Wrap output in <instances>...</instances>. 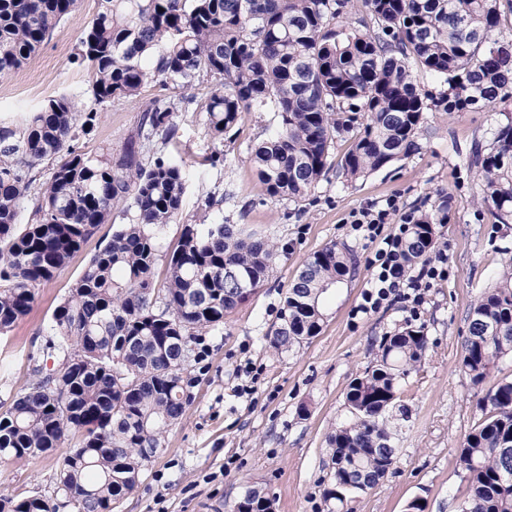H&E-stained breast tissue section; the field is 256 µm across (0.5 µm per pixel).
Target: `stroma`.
Wrapping results in <instances>:
<instances>
[{
    "label": "stroma",
    "mask_w": 512,
    "mask_h": 512,
    "mask_svg": "<svg viewBox=\"0 0 512 512\" xmlns=\"http://www.w3.org/2000/svg\"><path fill=\"white\" fill-rule=\"evenodd\" d=\"M98 10V0H82L48 42L9 78L0 81V123L22 126L51 96L68 94L91 102L90 73L72 61L80 36ZM211 79L186 102L179 90L146 85L138 98L98 105L93 132L83 138L85 152L120 155L141 112L166 94L179 131L176 139H154L152 151L195 160L209 152L211 135L201 107ZM271 113L252 112L224 140V163L193 173L183 215L201 224H251L290 249L269 281L240 304L224 322V333L208 337L203 373L192 374L191 405L166 433L164 447L148 464L139 488L115 512H228L246 487L264 488L274 512H327V440L349 416L345 389L370 367L384 337L405 321L424 326L428 349L409 377L403 399L411 418L402 430L395 465L380 484L349 499L348 512H404L421 498L425 512H461L469 481L458 450L481 419L479 402L490 387L512 379V359L500 360L485 383L476 385L460 369L471 305L496 278L512 267V224L495 223L481 201V176L469 166L475 140L489 141V130L512 120V103L496 111L431 112L423 149L386 170L352 183L329 173L299 202L262 196L245 157L262 141ZM452 198L447 223L437 225L436 250L448 254L447 278L434 282L410 314L405 303L383 304L367 316H354L367 286L371 244L353 231L349 213L397 198L402 211L435 206L441 194ZM212 207H205L206 197ZM112 237L99 225L52 280L36 290L31 311L0 337V379L10 402L32 380L43 360L52 315L90 259ZM349 248L352 263L330 298L320 334L290 351H270L265 333L276 321L283 293L305 261L325 245ZM255 369L257 380L247 371ZM254 392L239 396L238 387ZM56 468L50 455L0 461V494L46 492Z\"/></svg>",
    "instance_id": "1"
}]
</instances>
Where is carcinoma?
<instances>
[{
	"label": "carcinoma",
	"instance_id": "1",
	"mask_svg": "<svg viewBox=\"0 0 512 512\" xmlns=\"http://www.w3.org/2000/svg\"><path fill=\"white\" fill-rule=\"evenodd\" d=\"M79 0H0V78L38 51ZM74 59L92 73L93 100L134 99L145 85L194 89L215 80L204 121L213 147L202 164H224V136L249 112H270L275 129L247 161L270 198L308 197L337 167L351 183L420 152L426 113L494 109L512 101V43L494 37L499 0H99ZM432 77L417 82L413 69ZM97 112L61 94L22 127L0 125V335L26 315L36 289L53 279L101 224L120 211L112 239L90 259L54 311L28 390L0 412V458L60 455L49 495L0 498V512H112L141 485L167 428L191 404L184 373L202 362L203 337L273 272L288 246L247 224H183L164 252L166 225L179 220L189 181L181 158L149 155L145 142L177 136L160 98L145 109L122 155L94 156L80 140ZM474 145L482 202L512 223V121ZM349 147L339 163L333 151ZM59 160L31 212L21 202L39 166ZM445 199L424 211L404 244L417 262L434 245ZM348 249L313 253L288 283L278 322L265 335L282 353L317 336L323 302L346 276ZM165 267L163 287L155 272ZM428 347L424 326L384 338L375 363L348 384L349 420L328 437L329 512L374 489L396 462L401 390ZM512 356V272L475 301L460 367L479 385ZM483 417L458 461L470 483L462 512H512V381L481 401ZM76 440L74 446L69 441ZM231 512H273L251 487Z\"/></svg>",
	"mask_w": 512,
	"mask_h": 512
}]
</instances>
